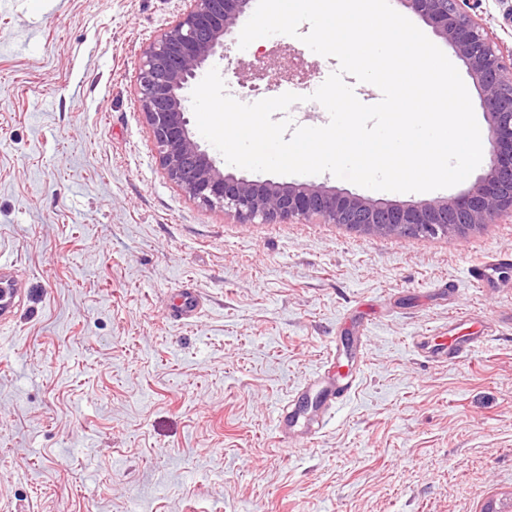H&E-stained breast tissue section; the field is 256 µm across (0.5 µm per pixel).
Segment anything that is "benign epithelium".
<instances>
[{"label": "benign epithelium", "instance_id": "obj_1", "mask_svg": "<svg viewBox=\"0 0 512 512\" xmlns=\"http://www.w3.org/2000/svg\"><path fill=\"white\" fill-rule=\"evenodd\" d=\"M189 6L143 51L138 95L168 179L242 224L309 221L398 237L464 235L512 220V62L477 21L483 0H398L455 50L479 91L489 125L484 174L465 193L397 206L307 183L250 181L224 173L191 130L186 91L251 11L252 0H186Z\"/></svg>", "mask_w": 512, "mask_h": 512}]
</instances>
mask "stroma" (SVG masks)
<instances>
[{
  "instance_id": "stroma-1",
  "label": "stroma",
  "mask_w": 512,
  "mask_h": 512,
  "mask_svg": "<svg viewBox=\"0 0 512 512\" xmlns=\"http://www.w3.org/2000/svg\"><path fill=\"white\" fill-rule=\"evenodd\" d=\"M182 0H0V258L24 301L0 326V512H485L512 506V222L464 237L363 234L315 218L242 224L169 181L143 117L144 49ZM481 21L512 54V0ZM273 35L215 60L227 93L303 96L338 61ZM263 55L265 73L253 71ZM293 58L295 70L281 64ZM392 204L467 191H376ZM193 288L190 322L167 315ZM452 316L487 340L455 362L421 336ZM366 337L363 364L343 344ZM338 346L335 367L324 356ZM356 388L315 439L286 446L302 385ZM306 396V393L298 394L288 402V406H283L277 414L276 423L278 433L281 435L283 441L291 446L292 440L288 436V432H290L292 427L297 425L300 418V414L296 412L297 401L303 400Z\"/></svg>"
}]
</instances>
